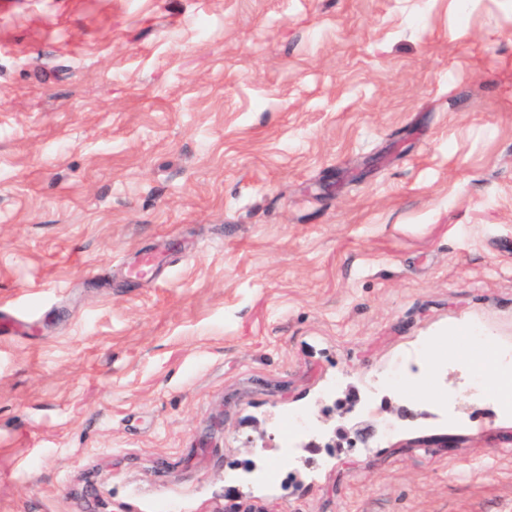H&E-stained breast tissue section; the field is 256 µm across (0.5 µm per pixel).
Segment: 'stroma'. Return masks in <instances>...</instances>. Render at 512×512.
Segmentation results:
<instances>
[{"label": "stroma", "mask_w": 512, "mask_h": 512, "mask_svg": "<svg viewBox=\"0 0 512 512\" xmlns=\"http://www.w3.org/2000/svg\"><path fill=\"white\" fill-rule=\"evenodd\" d=\"M0 312V512H512V0H0Z\"/></svg>", "instance_id": "35a3bbf8"}]
</instances>
